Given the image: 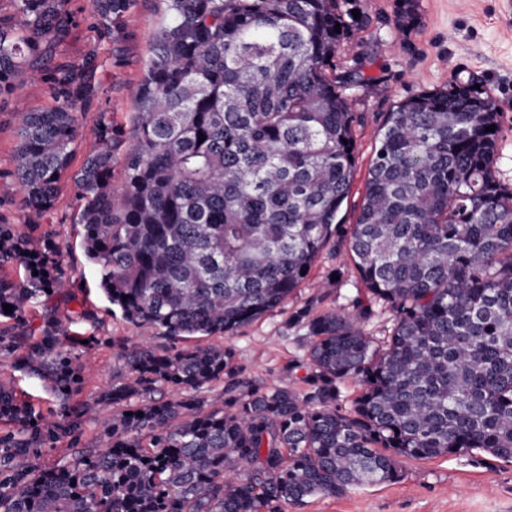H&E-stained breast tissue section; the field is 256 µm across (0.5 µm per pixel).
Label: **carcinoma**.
Instances as JSON below:
<instances>
[{
  "instance_id": "obj_1",
  "label": "carcinoma",
  "mask_w": 512,
  "mask_h": 512,
  "mask_svg": "<svg viewBox=\"0 0 512 512\" xmlns=\"http://www.w3.org/2000/svg\"><path fill=\"white\" fill-rule=\"evenodd\" d=\"M69 0H13L0 15V96L45 80L54 105L24 113L12 157L29 220L53 207L73 160L79 112L96 93L94 53L50 67L74 25ZM112 191V117L75 174L86 256L123 318L174 342L123 352L129 377L70 406L94 336H71L51 309L27 336V307L67 295L61 247L0 224V512H284L314 497L395 483L399 459L473 450L512 461V190L496 174L501 112L475 85L421 91L385 113L356 223L340 234L356 171L346 95L362 74L336 72L341 41L363 19L340 0H165ZM134 0H91L100 39ZM415 19L402 0L396 24ZM205 139H199V136ZM341 235L373 301L393 314L379 347L371 307L308 323L305 389L245 380L231 336L273 312ZM31 265L22 282L5 266ZM12 306L5 313L3 305ZM88 343H82V340ZM39 380L58 408L19 387ZM359 389L337 406L341 385ZM224 384L220 402L201 393ZM99 437L45 468L62 436L76 448L96 409ZM56 415L59 422L49 418ZM116 409H112V407L108 406L105 408H101L95 419L89 421L84 429V437L83 443L78 448H91L95 450H102V448H98V437L102 433L104 427L109 422L112 417V412Z\"/></svg>"
}]
</instances>
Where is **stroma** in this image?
Here are the masks:
<instances>
[{"label": "stroma", "mask_w": 512, "mask_h": 512, "mask_svg": "<svg viewBox=\"0 0 512 512\" xmlns=\"http://www.w3.org/2000/svg\"><path fill=\"white\" fill-rule=\"evenodd\" d=\"M401 0H345L344 7L368 19L354 29L336 56V66L359 67L367 86H355L347 96L357 115L356 173L342 207L345 224L357 218L364 182L383 115L397 102L423 90L481 79L501 112L498 176L512 187V0H415L416 21L397 32L395 19ZM76 24L55 56L73 62L97 53L102 67L99 87L79 117L80 129L71 164L79 170L94 146L91 129L100 113L112 116L120 136L114 148L112 188L124 182V151L135 129L136 99L141 75L152 56L153 38L166 23L164 0H135L122 27L111 39L97 41L87 28L89 0H70ZM49 87L24 83L19 95L0 101V216L21 234L49 237L61 246L60 271L73 284L70 295L55 296L47 305L60 317L90 311L76 319L74 330L98 339L92 351L93 367L73 404L91 400L112 383L127 378L122 359L124 345L135 343L164 353L170 342L155 328L126 322L99 288L101 269L90 261L79 234V188L72 175L62 179L52 210L37 227L28 224L25 195L12 176V155L18 144L22 114L51 106ZM366 288L346 254L345 246L330 243L313 265L301 287L272 313L239 329L226 343L234 348L244 378L256 384H287L300 388L302 363L308 354L307 323L328 311L351 312L355 298H367ZM402 479L394 484L355 487L337 497L312 498L285 512H512V462L483 452L401 460Z\"/></svg>", "instance_id": "stroma-1"}]
</instances>
